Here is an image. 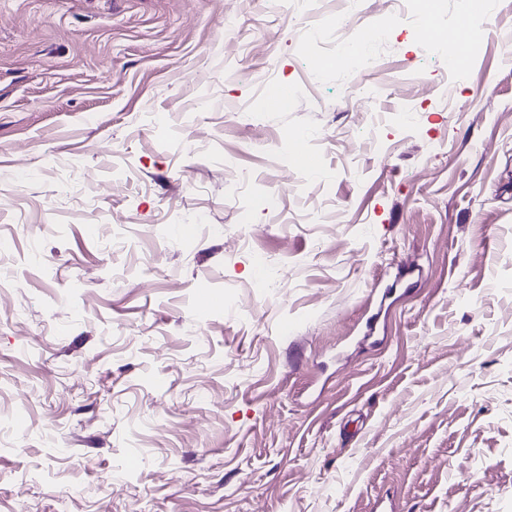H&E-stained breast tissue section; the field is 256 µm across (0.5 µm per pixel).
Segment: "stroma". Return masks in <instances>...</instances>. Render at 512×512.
Instances as JSON below:
<instances>
[{
	"label": "stroma",
	"mask_w": 512,
	"mask_h": 512,
	"mask_svg": "<svg viewBox=\"0 0 512 512\" xmlns=\"http://www.w3.org/2000/svg\"><path fill=\"white\" fill-rule=\"evenodd\" d=\"M349 9L0 0V512H512V0ZM379 34L380 30L377 26L364 27L354 37L344 38L337 42V50L345 53L348 58L355 60L358 64L352 80L354 89L363 87L365 73L373 63L371 46Z\"/></svg>",
	"instance_id": "obj_1"
}]
</instances>
